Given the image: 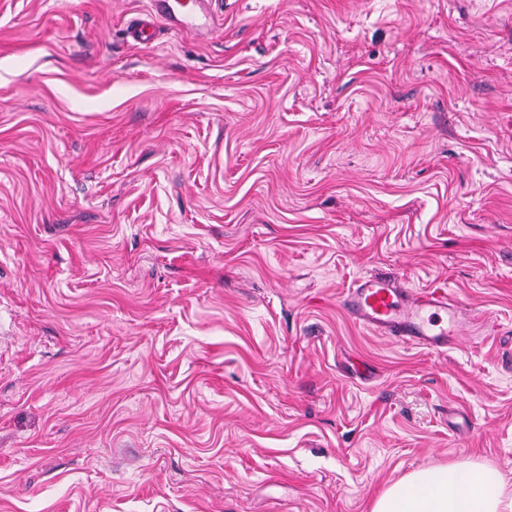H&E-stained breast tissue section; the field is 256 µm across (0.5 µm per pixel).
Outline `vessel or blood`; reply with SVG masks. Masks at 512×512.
<instances>
[{
  "label": "vessel or blood",
  "mask_w": 512,
  "mask_h": 512,
  "mask_svg": "<svg viewBox=\"0 0 512 512\" xmlns=\"http://www.w3.org/2000/svg\"><path fill=\"white\" fill-rule=\"evenodd\" d=\"M152 5L173 29L193 18L184 0H152ZM342 304L358 326L438 354L447 351L456 327L457 305L446 289L413 290L391 277L356 279Z\"/></svg>",
  "instance_id": "obj_1"
}]
</instances>
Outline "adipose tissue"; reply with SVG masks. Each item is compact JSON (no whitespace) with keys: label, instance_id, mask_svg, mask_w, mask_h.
Masks as SVG:
<instances>
[{"label":"adipose tissue","instance_id":"obj_1","mask_svg":"<svg viewBox=\"0 0 512 512\" xmlns=\"http://www.w3.org/2000/svg\"><path fill=\"white\" fill-rule=\"evenodd\" d=\"M372 512H512V481L477 461L436 465L390 485Z\"/></svg>","mask_w":512,"mask_h":512}]
</instances>
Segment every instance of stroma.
<instances>
[{
	"label": "stroma",
	"instance_id": "stroma-1",
	"mask_svg": "<svg viewBox=\"0 0 512 512\" xmlns=\"http://www.w3.org/2000/svg\"><path fill=\"white\" fill-rule=\"evenodd\" d=\"M0 0V512H371L512 476V0ZM445 288L435 354L359 277ZM175 2V3H170ZM152 14L157 13L165 18L171 29H182L195 19L191 6L177 0H152ZM194 17V18H193ZM342 304L358 326L438 354L454 336L457 305L444 288L413 290L391 277H360ZM372 512H512V482L477 461L436 465L390 485Z\"/></svg>",
	"mask_w": 512,
	"mask_h": 512
}]
</instances>
